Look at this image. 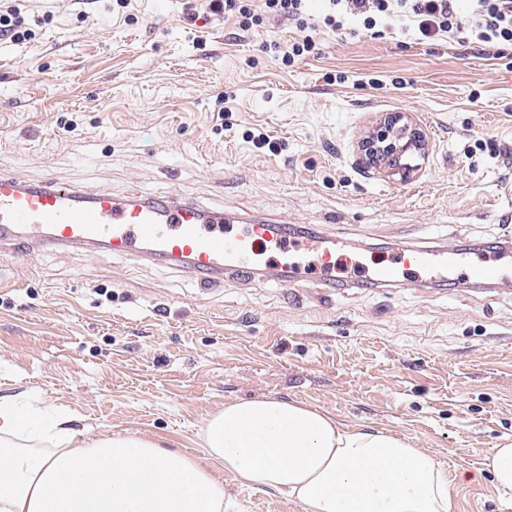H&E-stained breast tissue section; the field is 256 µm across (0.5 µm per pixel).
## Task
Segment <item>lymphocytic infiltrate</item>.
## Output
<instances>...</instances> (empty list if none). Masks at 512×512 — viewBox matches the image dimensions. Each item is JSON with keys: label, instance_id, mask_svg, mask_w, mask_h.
<instances>
[{"label": "lymphocytic infiltrate", "instance_id": "lymphocytic-infiltrate-1", "mask_svg": "<svg viewBox=\"0 0 512 512\" xmlns=\"http://www.w3.org/2000/svg\"><path fill=\"white\" fill-rule=\"evenodd\" d=\"M261 9L301 33L281 48L282 62L288 66L312 52L313 32L342 29L349 17L359 18L368 30L405 19L419 40L445 36L461 46L476 43L498 52L512 46V0H326L321 17L309 13L308 0H261Z\"/></svg>", "mask_w": 512, "mask_h": 512}]
</instances>
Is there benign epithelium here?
<instances>
[{"instance_id": "obj_1", "label": "benign epithelium", "mask_w": 512, "mask_h": 512, "mask_svg": "<svg viewBox=\"0 0 512 512\" xmlns=\"http://www.w3.org/2000/svg\"><path fill=\"white\" fill-rule=\"evenodd\" d=\"M428 147L423 128L403 112L384 115L359 146L360 162L407 180L418 170Z\"/></svg>"}]
</instances>
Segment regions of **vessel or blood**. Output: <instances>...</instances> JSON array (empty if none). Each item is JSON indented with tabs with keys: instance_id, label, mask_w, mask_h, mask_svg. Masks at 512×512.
Listing matches in <instances>:
<instances>
[{
	"instance_id": "1",
	"label": "vessel or blood",
	"mask_w": 512,
	"mask_h": 512,
	"mask_svg": "<svg viewBox=\"0 0 512 512\" xmlns=\"http://www.w3.org/2000/svg\"><path fill=\"white\" fill-rule=\"evenodd\" d=\"M234 221V216L186 199L90 192L50 179L32 184L0 171V242L103 248L117 257L177 265L204 283L227 273L250 276L270 265L279 277L292 278L308 256L317 259L321 270L336 266L335 239L315 236L293 252L286 247L284 225L252 223L234 231ZM449 267L467 282L489 283L502 275L498 267L463 257L409 251L400 262L374 268L370 279L380 284L405 282Z\"/></svg>"
}]
</instances>
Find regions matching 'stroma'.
<instances>
[{"mask_svg": "<svg viewBox=\"0 0 512 512\" xmlns=\"http://www.w3.org/2000/svg\"><path fill=\"white\" fill-rule=\"evenodd\" d=\"M201 0H22L40 17L0 43V169L89 191L177 196L291 226V244L347 243L333 274L225 276L104 249L0 245V396L33 394L92 435L140 433L204 458L225 403L297 400L411 439L447 467L451 512H512L483 454L512 441V279L378 285L403 250L512 254V64L478 46L381 34L314 36L293 65L283 21L215 20ZM195 22H185L188 7ZM206 32L198 42V32ZM386 112L428 135L408 181L357 162ZM265 133L273 149L256 148ZM229 512H302L225 475ZM315 47V42L311 34H304L301 38L295 39L293 42L288 44L280 43L274 44L275 52H282V62L285 65H292L296 59L305 56L312 52Z\"/></svg>", "mask_w": 512, "mask_h": 512, "instance_id": "stroma-1", "label": "stroma"}]
</instances>
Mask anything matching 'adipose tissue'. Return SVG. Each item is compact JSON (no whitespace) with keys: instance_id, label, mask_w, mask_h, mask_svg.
I'll list each match as a JSON object with an SVG mask.
<instances>
[{"instance_id":"adipose-tissue-1","label":"adipose tissue","mask_w":512,"mask_h":512,"mask_svg":"<svg viewBox=\"0 0 512 512\" xmlns=\"http://www.w3.org/2000/svg\"><path fill=\"white\" fill-rule=\"evenodd\" d=\"M70 416L0 397V512H224V474L269 487L303 512H450V480L427 449L337 423L299 401L229 402L200 434L206 455L128 433L74 430ZM512 503V443L483 457Z\"/></svg>"}]
</instances>
